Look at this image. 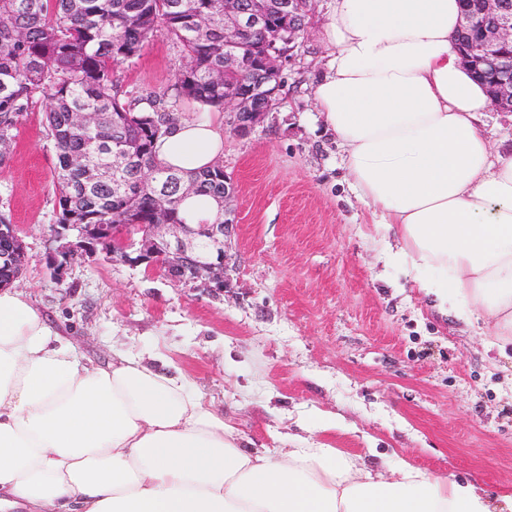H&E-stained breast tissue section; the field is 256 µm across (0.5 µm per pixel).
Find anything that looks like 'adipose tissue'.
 Wrapping results in <instances>:
<instances>
[{
  "label": "adipose tissue",
  "instance_id": "1",
  "mask_svg": "<svg viewBox=\"0 0 512 512\" xmlns=\"http://www.w3.org/2000/svg\"><path fill=\"white\" fill-rule=\"evenodd\" d=\"M459 0H331L313 86L387 262L441 313L512 335V152L475 124L490 100L465 70ZM224 152L218 118H182L157 147L184 172ZM429 268L434 278L419 277ZM0 512H493L466 481L393 456L387 474L322 442L243 448L168 364L79 355L25 294L0 290Z\"/></svg>",
  "mask_w": 512,
  "mask_h": 512
}]
</instances>
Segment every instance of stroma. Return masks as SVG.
<instances>
[{"label":"stroma","instance_id":"stroma-1","mask_svg":"<svg viewBox=\"0 0 512 512\" xmlns=\"http://www.w3.org/2000/svg\"><path fill=\"white\" fill-rule=\"evenodd\" d=\"M327 3L316 0L307 34L282 58L283 87L265 121L224 135L221 162L238 192L222 294L101 255L53 278L56 155L38 104L0 169V211L26 242L15 288L81 355L167 357L247 448L320 440L375 471L397 453L512 512V344L492 346L478 324L439 314L385 264V242L311 93L326 60ZM184 64L160 33L113 78L132 99L167 86Z\"/></svg>","mask_w":512,"mask_h":512}]
</instances>
